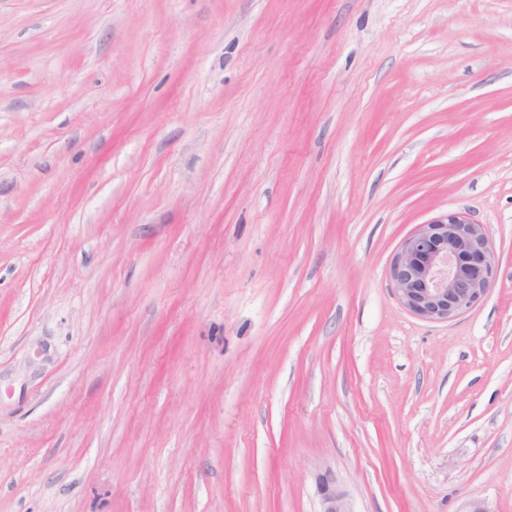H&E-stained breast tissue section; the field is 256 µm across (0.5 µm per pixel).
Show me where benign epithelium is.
<instances>
[{
	"label": "benign epithelium",
	"mask_w": 512,
	"mask_h": 512,
	"mask_svg": "<svg viewBox=\"0 0 512 512\" xmlns=\"http://www.w3.org/2000/svg\"><path fill=\"white\" fill-rule=\"evenodd\" d=\"M493 255L483 225L449 212L403 240L389 277L401 304L424 319L447 320L475 307L489 292ZM319 512H352L332 472L317 474Z\"/></svg>",
	"instance_id": "1"
}]
</instances>
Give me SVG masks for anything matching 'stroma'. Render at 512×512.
<instances>
[{
	"label": "stroma",
	"mask_w": 512,
	"mask_h": 512,
	"mask_svg": "<svg viewBox=\"0 0 512 512\" xmlns=\"http://www.w3.org/2000/svg\"><path fill=\"white\" fill-rule=\"evenodd\" d=\"M450 211L494 284L388 275ZM512 512V0H0V512ZM493 276L483 225L463 212L422 224L403 240L389 268L401 304L430 320H447L475 307L492 287ZM316 493L320 502L318 512H352L345 492L337 485L330 470L325 469L317 474Z\"/></svg>",
	"instance_id": "1"
}]
</instances>
